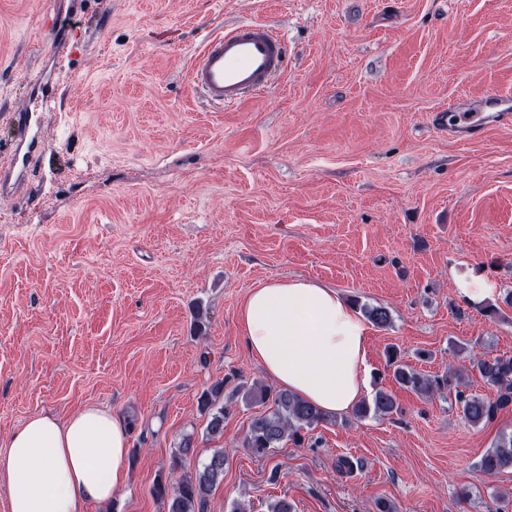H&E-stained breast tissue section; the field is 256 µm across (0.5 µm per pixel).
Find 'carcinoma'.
Here are the masks:
<instances>
[{"label":"carcinoma","instance_id":"cac0c4a2","mask_svg":"<svg viewBox=\"0 0 512 512\" xmlns=\"http://www.w3.org/2000/svg\"><path fill=\"white\" fill-rule=\"evenodd\" d=\"M352 305L359 308L378 328H386L391 323V314L385 307L361 305L356 300L352 301ZM469 363L472 377L496 388L495 399L466 392V385L456 381L448 371L434 375L422 372L404 362L399 349L393 345L386 349V368L400 387L427 399L436 395L446 397L465 423L478 426L492 420L498 410L512 404V356L475 355ZM230 382L231 379L227 377L215 383L204 390L199 398L200 410L208 415L206 434L212 438L224 435L227 408L221 404V400L224 388ZM232 396L241 399L247 406L263 407V411L251 417L241 441L242 447L256 457L265 456L285 440L299 445L305 433L336 419V415L321 410L293 393L259 382L249 386L244 383L235 385ZM395 410L396 400L392 392L380 387L377 381L371 398L362 399L354 406L352 413L357 418L371 415L383 417ZM194 451L192 437L183 438L172 452V468H177ZM478 469L486 476L512 469V433H503L496 438L491 448L481 456ZM223 480L224 449L218 448L194 476L183 475L174 483L158 477L152 485L151 495L166 506L167 512H207L208 497Z\"/></svg>","mask_w":512,"mask_h":512}]
</instances>
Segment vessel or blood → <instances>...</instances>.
Masks as SVG:
<instances>
[{
	"instance_id": "b4317fda",
	"label": "vessel or blood",
	"mask_w": 512,
	"mask_h": 512,
	"mask_svg": "<svg viewBox=\"0 0 512 512\" xmlns=\"http://www.w3.org/2000/svg\"><path fill=\"white\" fill-rule=\"evenodd\" d=\"M287 64L288 44L275 29L260 20L241 21L202 37L189 82L210 105L223 110L267 92ZM432 123L453 140L478 138L489 126L512 123V96L490 92L475 107L456 99L437 109ZM17 129L13 168L0 172V189L12 182L23 185L40 149L41 137L31 129L29 116L19 117Z\"/></svg>"
}]
</instances>
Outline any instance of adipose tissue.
<instances>
[{"label": "adipose tissue", "mask_w": 512, "mask_h": 512, "mask_svg": "<svg viewBox=\"0 0 512 512\" xmlns=\"http://www.w3.org/2000/svg\"><path fill=\"white\" fill-rule=\"evenodd\" d=\"M238 320L251 357L282 389L332 414L364 397L371 329L334 289L272 279L247 294ZM129 442L127 420L106 408L29 417L0 461L7 512H87L109 501L127 482Z\"/></svg>", "instance_id": "1"}]
</instances>
